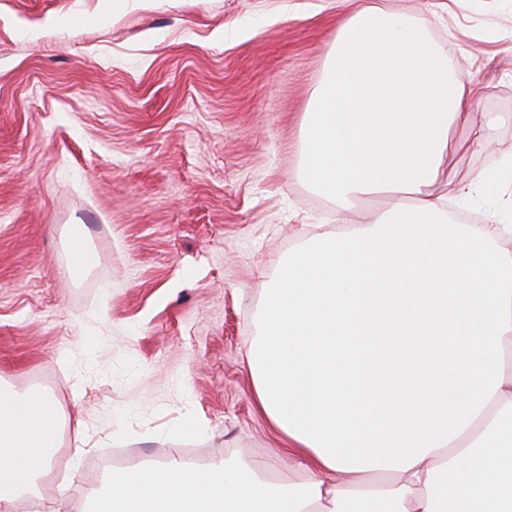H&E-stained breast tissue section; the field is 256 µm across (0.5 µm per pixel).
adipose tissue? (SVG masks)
Returning a JSON list of instances; mask_svg holds the SVG:
<instances>
[{"label": "adipose tissue", "mask_w": 512, "mask_h": 512, "mask_svg": "<svg viewBox=\"0 0 512 512\" xmlns=\"http://www.w3.org/2000/svg\"><path fill=\"white\" fill-rule=\"evenodd\" d=\"M350 10L304 128L301 176L368 224L319 232L266 289L253 399L298 465L181 459L113 474L94 512H512V224L448 217L432 195L479 90L401 13ZM54 401L0 390V512L51 463Z\"/></svg>", "instance_id": "1"}]
</instances>
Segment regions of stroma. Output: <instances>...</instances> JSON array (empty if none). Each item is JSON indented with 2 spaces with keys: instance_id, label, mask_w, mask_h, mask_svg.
Returning <instances> with one entry per match:
<instances>
[{
  "instance_id": "obj_1",
  "label": "stroma",
  "mask_w": 512,
  "mask_h": 512,
  "mask_svg": "<svg viewBox=\"0 0 512 512\" xmlns=\"http://www.w3.org/2000/svg\"><path fill=\"white\" fill-rule=\"evenodd\" d=\"M0 0V384L56 404L67 493L90 512L76 435L141 459L296 468L253 405L246 363L264 291L313 225L341 215L296 174L306 114L343 15L336 0ZM405 12L498 115L490 147L458 148L434 192L476 221L512 196L471 171L512 153V0H374ZM97 254L80 280L68 240Z\"/></svg>"
}]
</instances>
